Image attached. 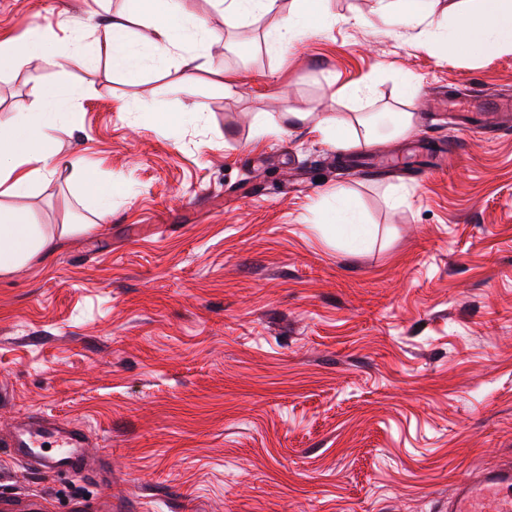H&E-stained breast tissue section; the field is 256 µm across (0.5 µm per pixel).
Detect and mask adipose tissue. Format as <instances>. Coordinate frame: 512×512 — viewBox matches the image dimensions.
Returning a JSON list of instances; mask_svg holds the SVG:
<instances>
[{
    "instance_id": "obj_1",
    "label": "adipose tissue",
    "mask_w": 512,
    "mask_h": 512,
    "mask_svg": "<svg viewBox=\"0 0 512 512\" xmlns=\"http://www.w3.org/2000/svg\"><path fill=\"white\" fill-rule=\"evenodd\" d=\"M448 11L457 17L456 24L448 29L451 45L464 50L512 53V0H450ZM146 16L142 38L157 63L166 62L191 36L206 41L211 38L204 29L191 30L180 23L174 0H149ZM131 21V13H117L104 26L112 44L113 69L130 76L139 69L127 48ZM33 58L52 67L61 64L59 57L48 50L40 29H30L20 38L0 39V73ZM74 102V97L46 89L35 109L0 121V194L28 196L39 179L74 168L71 158L52 149L56 116ZM54 245V239L46 237L29 215L0 209V274L17 271Z\"/></svg>"
}]
</instances>
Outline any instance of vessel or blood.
Segmentation results:
<instances>
[{
    "label": "vessel or blood",
    "instance_id": "1",
    "mask_svg": "<svg viewBox=\"0 0 512 512\" xmlns=\"http://www.w3.org/2000/svg\"><path fill=\"white\" fill-rule=\"evenodd\" d=\"M0 452L34 473L84 474L97 482L108 478L110 455L91 451L86 430L54 418L16 424ZM40 501L9 491L0 494V512H40ZM448 512H512V466L487 469L476 482L459 483L448 500Z\"/></svg>",
    "mask_w": 512,
    "mask_h": 512
}]
</instances>
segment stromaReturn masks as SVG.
Listing matches in <instances>:
<instances>
[{"instance_id": "stroma-1", "label": "stroma", "mask_w": 512, "mask_h": 512, "mask_svg": "<svg viewBox=\"0 0 512 512\" xmlns=\"http://www.w3.org/2000/svg\"><path fill=\"white\" fill-rule=\"evenodd\" d=\"M180 6L220 47L198 71L192 40L153 64L135 17L130 78L101 22L134 0H0V35L40 28L66 60L1 74L0 120L40 86L77 92L54 136L82 169L0 195L59 238L0 276V438L53 416L112 454L104 484L1 454L0 482L46 512L99 493L119 512H448L459 480L512 461V129H460L438 97L512 96V53L446 45L439 0L419 5L430 39L381 0H321L282 47L281 13ZM357 150L393 166L361 175ZM85 180L111 192L104 217Z\"/></svg>"}]
</instances>
